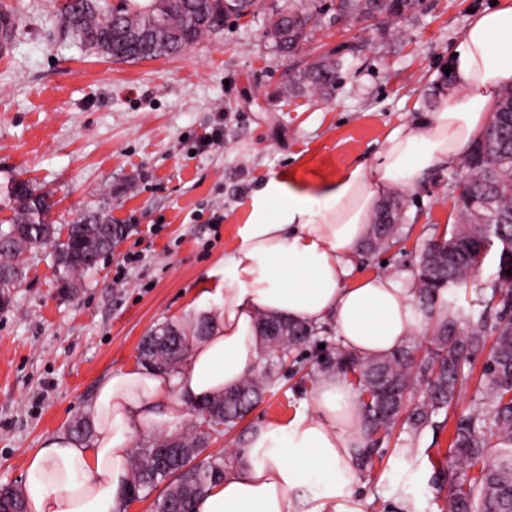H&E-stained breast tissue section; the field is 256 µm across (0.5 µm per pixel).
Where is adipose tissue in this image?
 I'll return each instance as SVG.
<instances>
[{
  "mask_svg": "<svg viewBox=\"0 0 512 512\" xmlns=\"http://www.w3.org/2000/svg\"><path fill=\"white\" fill-rule=\"evenodd\" d=\"M453 51L447 97L428 120L391 132L373 168L358 164L316 187L273 176L253 194L234 247L190 306L192 320L209 321L208 333L192 339L178 374H106L82 408L93 438L61 432L28 458L27 512H119L136 436L173 433L191 406L257 372L260 315L333 325L362 358L402 343L414 324L415 290L387 274L354 277L353 258L381 198L467 155L499 91L512 86V0L474 13ZM308 402L309 411L252 429L244 459L193 512H297L295 493L305 488L314 512H350L344 502L359 480L361 446L356 395L343 376L328 375Z\"/></svg>",
  "mask_w": 512,
  "mask_h": 512,
  "instance_id": "adipose-tissue-1",
  "label": "adipose tissue"
}]
</instances>
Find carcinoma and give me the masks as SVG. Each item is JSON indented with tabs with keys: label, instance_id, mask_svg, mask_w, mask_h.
<instances>
[{
	"label": "carcinoma",
	"instance_id": "carcinoma-1",
	"mask_svg": "<svg viewBox=\"0 0 512 512\" xmlns=\"http://www.w3.org/2000/svg\"><path fill=\"white\" fill-rule=\"evenodd\" d=\"M423 4L424 0H334L330 7L335 21L372 19L376 29L384 30L403 16L420 13ZM147 5V0H66L60 18L85 51L122 63L177 56L202 35L216 31L204 21L210 12L209 0H172L145 51L128 38V32L145 25ZM322 7L317 0L289 3L288 10L269 17L267 38L283 55H295ZM14 33V14L1 8L0 40L6 44ZM342 68L341 60L326 56L293 73L288 92L332 90ZM467 166L470 177L458 198V222L434 234L420 255L417 310L430 332L427 345L408 336L384 357L361 359L340 344L320 338L315 326L261 317L263 369L235 390L194 409L188 423L176 432L155 436L148 445L132 450L122 508L160 487L152 512H192L194 501L224 478L228 464L244 455L242 449L229 455L206 453L216 426L224 425L226 434L233 431L254 405L279 387L282 378L304 371V348L322 344L324 349L316 354L315 367L307 375L355 376L350 385L361 417L363 464L390 442L397 428L407 434L401 448L407 455L426 428H440L434 417L442 412L453 415L457 399L473 381L472 372L465 369L467 360L489 349L474 406L457 418L446 451L455 477L442 510L512 512V276L499 266L494 277L475 286L471 304L482 310L476 325L465 330L451 290L469 287L477 261L466 251L447 250L449 244L463 247L485 242L501 254L512 251V87L500 94ZM31 191L25 180L12 184L15 218L8 230H0V296L5 306L20 282L27 250L52 246L59 281L70 287L91 270L87 255L108 252L123 234V225L92 216L69 225L62 240L59 230L47 221L52 207L49 195L34 197ZM404 220L401 202H382L365 250L391 249L401 239ZM206 330L204 323L158 325L142 341L144 365L165 374L174 372L189 351L190 337L202 336Z\"/></svg>",
	"mask_w": 512,
	"mask_h": 512
}]
</instances>
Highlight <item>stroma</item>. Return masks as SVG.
Here are the masks:
<instances>
[{
	"label": "stroma",
	"instance_id": "35a3bbf8",
	"mask_svg": "<svg viewBox=\"0 0 512 512\" xmlns=\"http://www.w3.org/2000/svg\"><path fill=\"white\" fill-rule=\"evenodd\" d=\"M62 2L12 0L16 34L0 51V225L14 216L7 186L22 178L49 194L56 226L98 214L134 231L68 295L52 248L27 253L22 283L0 308V486L21 485L27 458L69 430L104 375L140 366L152 329L188 320L265 180L318 183L351 165L374 166L391 131L427 119L448 94L456 33L494 0H424L419 14L380 32L321 15L290 58L264 36L269 14L288 0H259L183 54L136 63L86 53L59 22ZM325 55L344 63L332 94H288L289 72ZM217 129L222 141L200 149ZM467 175L458 160L402 190L409 236L389 251L357 254L356 276L415 281L434 228L457 221L452 187ZM129 253L139 262L124 263ZM312 386L293 376L243 429L303 411ZM451 433L425 431L409 455L384 446L351 507L440 512L447 485L435 464Z\"/></svg>",
	"mask_w": 512,
	"mask_h": 512
}]
</instances>
